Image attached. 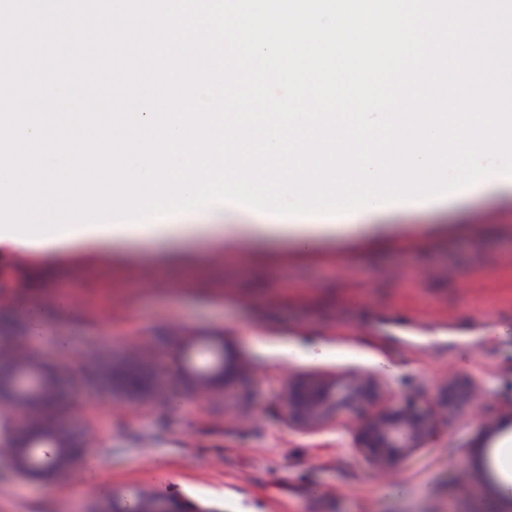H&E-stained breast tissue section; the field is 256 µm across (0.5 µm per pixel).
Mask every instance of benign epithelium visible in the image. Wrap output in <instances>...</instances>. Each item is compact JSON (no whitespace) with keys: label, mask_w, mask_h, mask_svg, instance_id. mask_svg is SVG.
Returning a JSON list of instances; mask_svg holds the SVG:
<instances>
[{"label":"benign epithelium","mask_w":512,"mask_h":512,"mask_svg":"<svg viewBox=\"0 0 512 512\" xmlns=\"http://www.w3.org/2000/svg\"><path fill=\"white\" fill-rule=\"evenodd\" d=\"M191 340L175 351L170 364L198 399L215 395L228 402L242 394L251 381L247 362L230 348L208 366L195 365ZM71 370L42 358L31 348H17L0 363V457L9 460L15 475L26 482L46 484L81 468L97 447L95 435L85 429L61 426L46 408L67 398ZM113 403L135 407L166 395L147 356L133 352L106 373ZM482 388L469 377L450 375L440 380L423 400L397 394L392 381L379 373L352 370L341 376L306 374L293 377L281 392L279 408L288 427L307 434L344 424L352 447L383 476L395 474L437 433L440 419L461 412L475 413ZM213 512L177 498L159 499L142 493L113 512Z\"/></svg>","instance_id":"7a95c632"}]
</instances>
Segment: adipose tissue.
<instances>
[{
	"label": "adipose tissue",
	"mask_w": 512,
	"mask_h": 512,
	"mask_svg": "<svg viewBox=\"0 0 512 512\" xmlns=\"http://www.w3.org/2000/svg\"><path fill=\"white\" fill-rule=\"evenodd\" d=\"M354 224L355 221L351 218L325 220L318 217L312 220L281 221L266 213L258 215L231 204H220L213 208H206L201 215L194 213L176 219H166L150 229L122 225L108 230L103 228L90 230L82 226L79 227L77 234L67 233L62 237L63 242L77 243V250L59 252L57 258L65 262L99 266L112 261L111 256L97 251L96 246L99 243L123 245L149 238H164L177 242L188 235L222 239L225 249L233 251L241 243L236 231L244 225L249 226L253 233L261 236L291 238L296 248L306 253L318 238L335 235L338 228L351 227Z\"/></svg>",
	"instance_id": "obj_1"
}]
</instances>
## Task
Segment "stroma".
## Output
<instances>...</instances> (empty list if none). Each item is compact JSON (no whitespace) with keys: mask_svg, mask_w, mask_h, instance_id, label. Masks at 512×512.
<instances>
[{"mask_svg":"<svg viewBox=\"0 0 512 512\" xmlns=\"http://www.w3.org/2000/svg\"><path fill=\"white\" fill-rule=\"evenodd\" d=\"M403 221L374 240L337 231L307 256L285 238L222 256L195 238L186 244L199 270L192 285L159 242H134L127 262L95 269L0 258V336L81 372L72 401L49 413L102 440L92 487L82 468L49 484L24 483L0 459V512H112L142 491L208 512H479L485 497L512 512V499L496 496L493 464L461 457L512 437V202L473 196ZM62 294L84 313L82 334L52 311L31 338L27 305ZM211 295L225 296L224 305L209 304ZM186 330L209 345L224 337L256 366L245 395L230 407L220 399L200 405L172 372L179 407L147 403L113 415L105 372L130 344L151 338L166 353ZM314 340L327 344L323 357L289 354V345ZM358 368L385 372L396 391L422 396L445 373L471 376L486 386L495 427L484 433L466 413L442 419L436 439L395 482L384 481L348 436L292 431L277 404L286 371Z\"/></svg>","mask_w":512,"mask_h":512,"instance_id":"1","label":"stroma"}]
</instances>
